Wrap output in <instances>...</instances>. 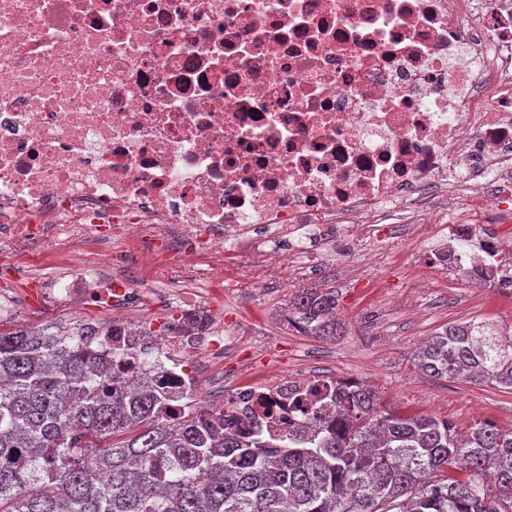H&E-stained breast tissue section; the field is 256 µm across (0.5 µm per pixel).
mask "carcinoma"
<instances>
[{"label":"carcinoma","mask_w":512,"mask_h":512,"mask_svg":"<svg viewBox=\"0 0 512 512\" xmlns=\"http://www.w3.org/2000/svg\"><path fill=\"white\" fill-rule=\"evenodd\" d=\"M332 291L305 288L288 321L336 336ZM71 342H65V339ZM0 331V512H512V431L379 408L342 381L304 392L288 433L164 398L99 368L88 339ZM440 379L512 389V337L450 324L418 352ZM466 463L468 477L448 476Z\"/></svg>","instance_id":"1"}]
</instances>
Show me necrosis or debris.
I'll list each match as a JSON object with an SVG mask.
<instances>
[{
	"instance_id": "obj_1",
	"label": "necrosis or debris",
	"mask_w": 512,
	"mask_h": 512,
	"mask_svg": "<svg viewBox=\"0 0 512 512\" xmlns=\"http://www.w3.org/2000/svg\"><path fill=\"white\" fill-rule=\"evenodd\" d=\"M436 192L471 207L428 206ZM423 228L430 268L512 286V0H0V228L107 249L25 276L40 304L78 300L102 362L148 377L169 418L189 402L286 432L308 379L211 400L187 357L224 360L231 332L183 313L211 263L302 236L391 244L388 205ZM146 255L180 315L125 267ZM314 251L236 269L230 292L292 287Z\"/></svg>"
}]
</instances>
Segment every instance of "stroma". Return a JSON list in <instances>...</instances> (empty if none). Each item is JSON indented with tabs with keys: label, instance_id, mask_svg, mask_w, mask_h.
Instances as JSON below:
<instances>
[{
	"label": "stroma",
	"instance_id": "stroma-1",
	"mask_svg": "<svg viewBox=\"0 0 512 512\" xmlns=\"http://www.w3.org/2000/svg\"><path fill=\"white\" fill-rule=\"evenodd\" d=\"M402 253L385 261L360 256L323 261L301 273L295 288L271 282L263 293L243 291L232 298L233 319L242 336L224 354V377L248 383L284 373L359 382L373 388L381 404L403 415H428L448 421L456 431L480 424L512 428V389L431 377L413 362L415 349L451 323L485 321L512 336V289L473 291L434 276L416 259L419 238L410 225L396 224ZM98 250L95 242L76 244L59 254L43 239L13 244L18 261L44 271L74 272ZM336 293V318L345 336L323 339L287 321L296 289ZM21 312L11 328L66 325L91 319V312L61 303L47 309L33 303L30 289L13 288Z\"/></svg>",
	"mask_w": 512,
	"mask_h": 512
}]
</instances>
